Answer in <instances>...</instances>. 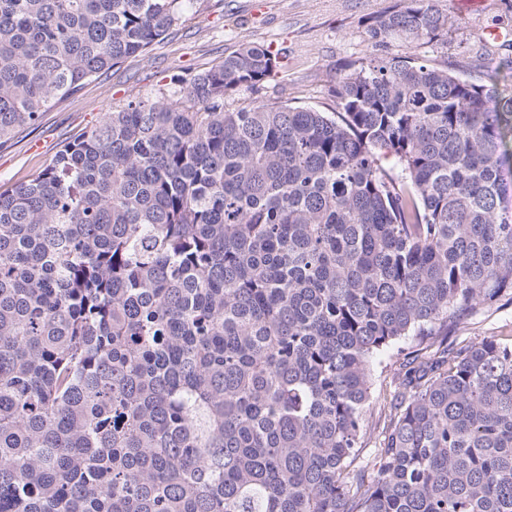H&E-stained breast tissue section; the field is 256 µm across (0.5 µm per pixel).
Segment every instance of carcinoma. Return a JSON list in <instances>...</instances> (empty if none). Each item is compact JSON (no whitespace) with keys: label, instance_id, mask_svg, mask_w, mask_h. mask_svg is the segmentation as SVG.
<instances>
[{"label":"carcinoma","instance_id":"obj_1","mask_svg":"<svg viewBox=\"0 0 512 512\" xmlns=\"http://www.w3.org/2000/svg\"><path fill=\"white\" fill-rule=\"evenodd\" d=\"M189 2L0 0V143ZM451 27L372 17L334 112L240 44L0 192V512H512V334L448 339L512 306V95L385 50ZM380 372V368H377L375 371L373 396L370 400L366 413V451H369L370 448H374L375 446V442L377 441L376 437L378 434V417L380 415V409L382 408L384 399L386 397L389 398L390 392L393 391V387L390 385V376H388V373L385 372L381 374Z\"/></svg>","mask_w":512,"mask_h":512}]
</instances>
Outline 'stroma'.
I'll return each instance as SVG.
<instances>
[{
    "instance_id": "obj_1",
    "label": "stroma",
    "mask_w": 512,
    "mask_h": 512,
    "mask_svg": "<svg viewBox=\"0 0 512 512\" xmlns=\"http://www.w3.org/2000/svg\"><path fill=\"white\" fill-rule=\"evenodd\" d=\"M395 0H192L181 22L147 56L88 82L48 110L36 126L0 144V192L49 166L62 145L125 100L154 94L171 75L186 77L222 61L239 44L257 42L280 54L262 99L324 112L336 104V74L369 49L367 22ZM453 26L438 44L389 42L414 56L482 85L497 81L512 94V0H439Z\"/></svg>"
}]
</instances>
